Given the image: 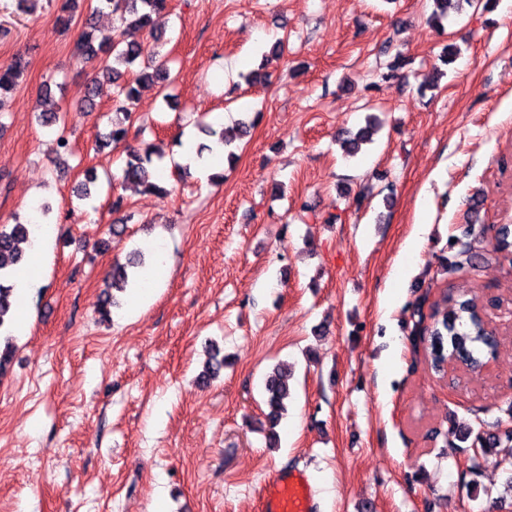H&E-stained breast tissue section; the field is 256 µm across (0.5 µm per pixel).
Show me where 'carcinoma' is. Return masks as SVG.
<instances>
[{"instance_id": "carcinoma-1", "label": "carcinoma", "mask_w": 512, "mask_h": 512, "mask_svg": "<svg viewBox=\"0 0 512 512\" xmlns=\"http://www.w3.org/2000/svg\"><path fill=\"white\" fill-rule=\"evenodd\" d=\"M168 0H95L91 6L97 14L108 10L116 17L119 25L110 31H89L83 35L77 46L79 63L82 67L96 73V79H103L115 84V111L123 114L127 123L113 124L105 136V144L115 147L125 143L132 130V112L137 86L149 81L163 82L167 71L156 63L155 51L144 43L125 38L127 27L147 28L152 15L166 9ZM143 64L134 82L120 83L125 71L136 64ZM29 67L28 58L19 53L6 66H0V99L13 92L22 81ZM374 127L367 123L355 134L343 139L342 148L346 155L357 154L363 145L372 141ZM153 151L143 153L132 150L128 152L123 169L122 187L135 191H165L151 170ZM37 213L39 220L31 219L27 223H18L10 229H0V374L7 371L13 357L14 338L12 336L13 316L16 309L15 274L26 264L27 256L21 249L22 244L30 241L33 226L43 223L48 217L49 207L41 205ZM501 254L512 255V228L504 225L498 232L496 242L487 252H479L470 246L464 247L450 261L444 257L441 261L442 272L451 276L469 266L477 269L480 265L496 259ZM141 264L136 255L128 257L125 263H115L108 274L110 288L121 291L126 288L132 276V269ZM481 309L473 297L461 295L457 298H444L443 305H436L430 314V324L425 328L429 342V362L431 369L441 372L447 363L452 362L467 370L482 365V356L494 354L498 346L497 338L485 326L480 315ZM224 369V357L218 348L211 349L203 370L198 375V383L210 384L218 378ZM290 387L288 373L281 367L272 369L264 379L265 405L268 412L265 420L268 426L269 445L278 444L277 427L287 411L285 401ZM478 451L472 453V468L489 461L500 447H512V438L499 433L479 434Z\"/></svg>"}]
</instances>
